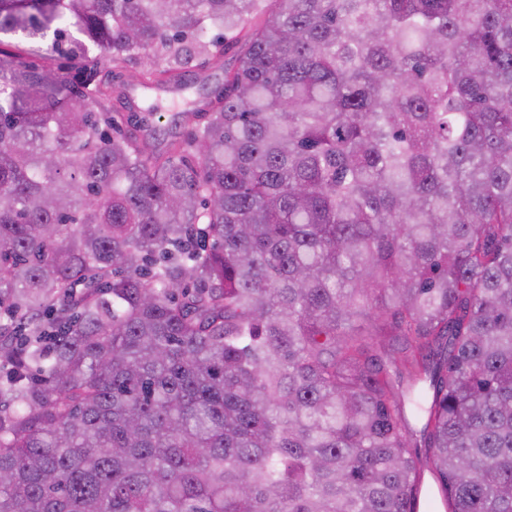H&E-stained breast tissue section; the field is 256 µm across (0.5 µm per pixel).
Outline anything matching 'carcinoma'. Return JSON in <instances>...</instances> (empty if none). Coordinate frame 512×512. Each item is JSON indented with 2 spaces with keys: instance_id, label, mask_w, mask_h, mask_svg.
<instances>
[{
  "instance_id": "carcinoma-1",
  "label": "carcinoma",
  "mask_w": 512,
  "mask_h": 512,
  "mask_svg": "<svg viewBox=\"0 0 512 512\" xmlns=\"http://www.w3.org/2000/svg\"><path fill=\"white\" fill-rule=\"evenodd\" d=\"M262 15L243 32L246 17ZM245 34L185 139L109 135ZM0 512H512V0H0Z\"/></svg>"
}]
</instances>
